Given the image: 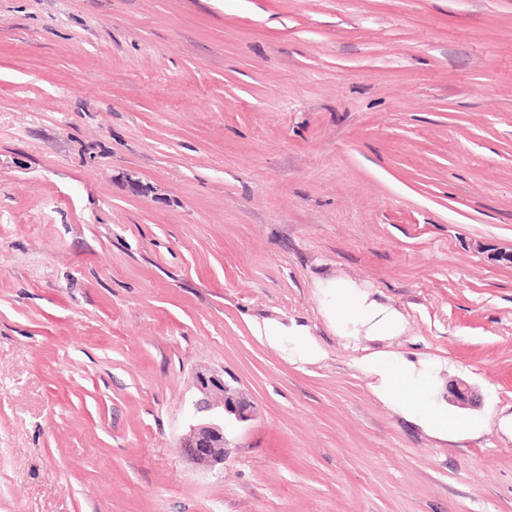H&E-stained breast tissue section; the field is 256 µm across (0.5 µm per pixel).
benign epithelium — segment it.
Masks as SVG:
<instances>
[{
    "mask_svg": "<svg viewBox=\"0 0 512 512\" xmlns=\"http://www.w3.org/2000/svg\"><path fill=\"white\" fill-rule=\"evenodd\" d=\"M195 384L202 398L189 406L190 432L183 439L182 448L187 457L197 463L221 465L227 443L226 422L250 420V407L222 375L198 372Z\"/></svg>",
    "mask_w": 512,
    "mask_h": 512,
    "instance_id": "obj_1",
    "label": "benign epithelium"
}]
</instances>
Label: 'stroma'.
<instances>
[{"instance_id": "35a3bbf8", "label": "stroma", "mask_w": 512, "mask_h": 512, "mask_svg": "<svg viewBox=\"0 0 512 512\" xmlns=\"http://www.w3.org/2000/svg\"><path fill=\"white\" fill-rule=\"evenodd\" d=\"M511 248L512 0H0V512H512ZM336 315L344 326L355 324L367 332L381 335L392 333L398 326L395 315L368 301L366 294H360L347 284L336 285ZM371 371L379 378V391L386 400H400L407 407L414 408L421 399L422 389L413 394L409 389L421 386L423 376L415 374L414 370L388 363L384 360L374 361ZM195 384L202 398L191 402L189 434L182 441L187 457L197 463L224 464L226 421L246 422L252 417L250 407L239 391L224 381V375L195 374ZM216 396L217 403L209 398Z\"/></svg>"}]
</instances>
